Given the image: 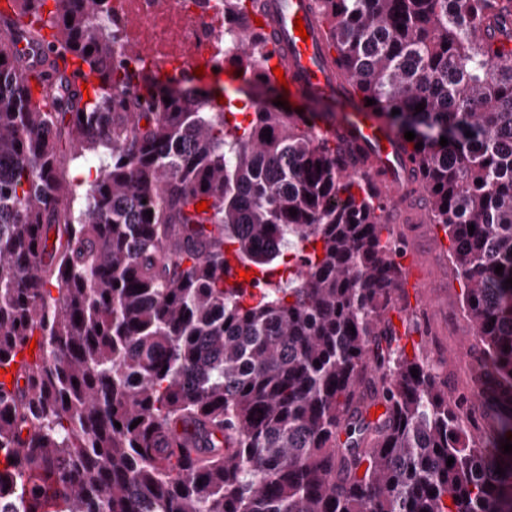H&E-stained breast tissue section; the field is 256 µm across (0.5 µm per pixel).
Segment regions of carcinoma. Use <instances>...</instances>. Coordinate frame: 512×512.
Listing matches in <instances>:
<instances>
[{"label": "carcinoma", "mask_w": 512, "mask_h": 512, "mask_svg": "<svg viewBox=\"0 0 512 512\" xmlns=\"http://www.w3.org/2000/svg\"><path fill=\"white\" fill-rule=\"evenodd\" d=\"M5 2L0 367L24 387L0 386V512H512V0H313L354 96L415 133L409 182L476 335L457 398L353 150L153 80L103 23L112 0ZM263 8L224 0V65L271 85ZM99 148L94 179H66ZM237 266L262 277L231 285Z\"/></svg>", "instance_id": "carcinoma-1"}]
</instances>
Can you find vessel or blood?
Returning <instances> with one entry per match:
<instances>
[{"instance_id": "1", "label": "vessel or blood", "mask_w": 512, "mask_h": 512, "mask_svg": "<svg viewBox=\"0 0 512 512\" xmlns=\"http://www.w3.org/2000/svg\"><path fill=\"white\" fill-rule=\"evenodd\" d=\"M298 19L304 23L305 35H297L295 31L294 22ZM262 20L264 31L273 35L266 63L283 70L289 93L320 99H340L341 80L334 67L335 52L329 48L324 30L309 0H268V8ZM136 54L147 61L157 75L171 81L232 86L242 80L238 72L229 68L216 72L211 53H203L194 48L187 52L184 68L176 73L169 70L168 56L144 48L137 49ZM199 67L205 70L200 77L194 74ZM321 132L338 144H352L362 148L369 158L366 172H380L384 175L382 197L387 211H407L411 223H421L420 211L407 207V193L411 185L408 172L400 163L403 156L401 138L379 123L368 106L356 105L331 125L322 127Z\"/></svg>"}]
</instances>
